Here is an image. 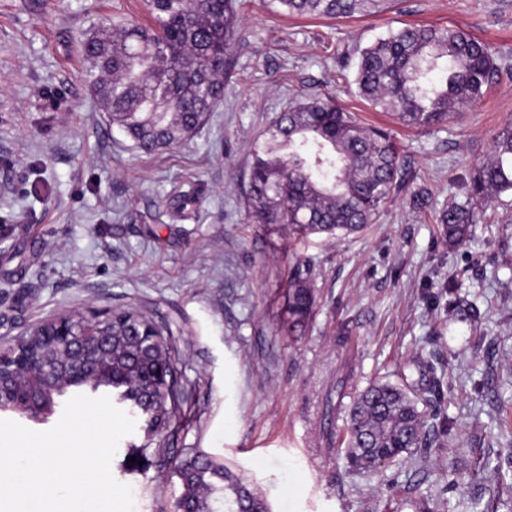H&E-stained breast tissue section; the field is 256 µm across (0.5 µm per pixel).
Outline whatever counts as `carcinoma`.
<instances>
[{"label": "carcinoma", "instance_id": "1", "mask_svg": "<svg viewBox=\"0 0 512 512\" xmlns=\"http://www.w3.org/2000/svg\"><path fill=\"white\" fill-rule=\"evenodd\" d=\"M287 16L353 18L382 10L384 0H273ZM146 26L114 17L83 32L84 79L112 124L135 149L152 154L193 137L224 97L227 49L238 30L237 0H146ZM496 71L484 42L457 26H406L360 50L355 83L375 110L392 112L405 125L443 123L457 105L474 102ZM406 179V169L387 132L360 124L330 96L299 100L267 130L253 156L245 203L252 222L286 224L296 239L355 234ZM512 193V123L499 131L489 156L470 178L468 195L487 204ZM448 244L462 246L476 229L467 205L443 212ZM317 307L309 270L288 272V335L301 336ZM146 316L115 312L112 335L127 339L112 356V380L66 382L48 338L27 350L46 357L59 380L39 375L0 398V413L37 424L48 422L75 395L109 396L143 422L144 442L127 456L147 459L152 441L174 416V379L150 387L153 365L170 358L163 333L142 335ZM427 419L414 390L387 378L371 382L350 408L345 444L356 472L385 468L427 440ZM181 512H270L250 496L243 480L224 463L196 453L175 462Z\"/></svg>", "mask_w": 512, "mask_h": 512}]
</instances>
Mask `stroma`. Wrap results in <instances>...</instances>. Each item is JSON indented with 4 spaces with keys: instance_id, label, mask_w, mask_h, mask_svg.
I'll use <instances>...</instances> for the list:
<instances>
[{
    "instance_id": "35a3bbf8",
    "label": "stroma",
    "mask_w": 512,
    "mask_h": 512,
    "mask_svg": "<svg viewBox=\"0 0 512 512\" xmlns=\"http://www.w3.org/2000/svg\"><path fill=\"white\" fill-rule=\"evenodd\" d=\"M238 14L223 103L186 144L145 155L111 129L80 43L112 16L144 21L142 0H0V336L76 311H136L162 330L176 419L145 469L125 470V445L111 463L134 512H174L171 462L199 451L272 512H512V193L465 246L437 222L512 122V0H387L347 19L240 0ZM409 23L458 25L497 66L481 100L428 130L354 84L358 51ZM324 95L389 132L407 178L363 232L294 241L249 222L246 178L279 114ZM298 258L318 307L292 340ZM451 278L477 316H449ZM399 374L426 399L440 378L433 423L449 431L384 471H350L338 441L356 390Z\"/></svg>"
}]
</instances>
